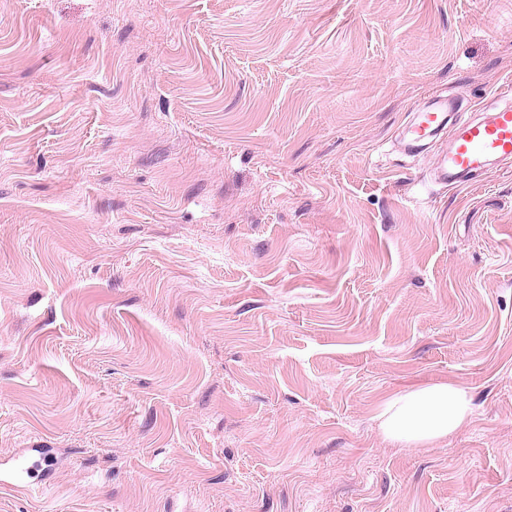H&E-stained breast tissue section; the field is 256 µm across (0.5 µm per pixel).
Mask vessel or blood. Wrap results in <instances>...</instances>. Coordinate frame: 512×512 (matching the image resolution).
<instances>
[{
  "label": "vessel or blood",
  "mask_w": 512,
  "mask_h": 512,
  "mask_svg": "<svg viewBox=\"0 0 512 512\" xmlns=\"http://www.w3.org/2000/svg\"><path fill=\"white\" fill-rule=\"evenodd\" d=\"M499 105L482 106L476 119L451 125L448 100L429 98L414 114L404 134L405 148L424 150L435 139L447 140V149L437 158L438 181L451 188L468 184L496 163L512 160V87L498 94Z\"/></svg>",
  "instance_id": "1"
}]
</instances>
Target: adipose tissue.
Segmentation results:
<instances>
[{"label":"adipose tissue","instance_id":"adipose-tissue-1","mask_svg":"<svg viewBox=\"0 0 512 512\" xmlns=\"http://www.w3.org/2000/svg\"><path fill=\"white\" fill-rule=\"evenodd\" d=\"M472 390L460 383L415 386L384 402L374 417L384 440L400 446H433L466 425Z\"/></svg>","mask_w":512,"mask_h":512}]
</instances>
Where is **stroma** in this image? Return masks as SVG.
Instances as JSON below:
<instances>
[{"mask_svg":"<svg viewBox=\"0 0 512 512\" xmlns=\"http://www.w3.org/2000/svg\"><path fill=\"white\" fill-rule=\"evenodd\" d=\"M509 84L512 0H0V512H512V162L397 143ZM472 414V389L440 382L395 394L373 420L380 435L391 444L433 446L466 425Z\"/></svg>","mask_w":512,"mask_h":512,"instance_id":"1","label":"stroma"}]
</instances>
